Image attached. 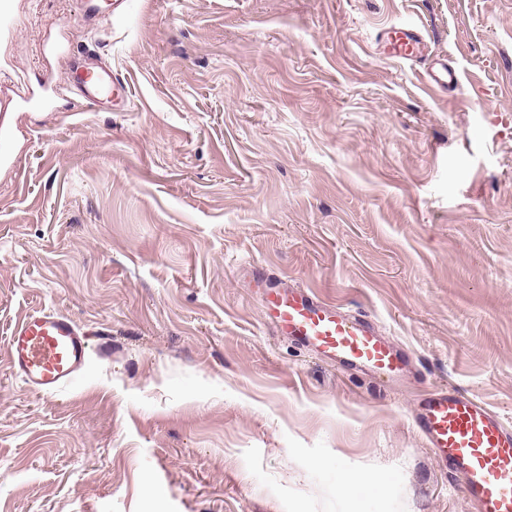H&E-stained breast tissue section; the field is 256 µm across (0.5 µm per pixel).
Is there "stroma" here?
Masks as SVG:
<instances>
[{"instance_id":"35a3bbf8","label":"stroma","mask_w":512,"mask_h":512,"mask_svg":"<svg viewBox=\"0 0 512 512\" xmlns=\"http://www.w3.org/2000/svg\"><path fill=\"white\" fill-rule=\"evenodd\" d=\"M415 23L414 62L379 36ZM128 91L0 111V512H479L416 403L512 423V0H10L0 103L61 82L64 40ZM444 61L453 86L429 85ZM308 288L408 357L395 385L281 336L262 282ZM86 372L28 388L32 310ZM396 483L387 493L386 479ZM6 352L18 378L31 389L52 394L80 376L89 348L86 334L72 319L35 311L13 326ZM314 469L321 473L327 490L336 494L349 491L352 497L362 500L372 492V485L369 479L355 471L347 469L340 461H336V467L326 468L321 462L314 464Z\"/></svg>"}]
</instances>
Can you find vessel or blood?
Instances as JSON below:
<instances>
[{"mask_svg": "<svg viewBox=\"0 0 512 512\" xmlns=\"http://www.w3.org/2000/svg\"><path fill=\"white\" fill-rule=\"evenodd\" d=\"M395 57L413 61L426 43L418 26L388 31ZM68 83L43 88L42 101L72 97L93 102L105 95L119 96L124 83L112 71L97 66L90 53L76 50L68 65ZM268 316L285 336L325 359L369 372L389 383L399 382L406 361L378 328L315 293L273 288L265 296ZM6 352L14 374L28 387L44 394L75 381L88 359L85 333L69 317L36 311L16 323ZM417 425L439 461L459 475L479 512H512V426L475 399L439 388L423 397Z\"/></svg>", "mask_w": 512, "mask_h": 512, "instance_id": "b4317fda", "label": "vessel or blood"}]
</instances>
